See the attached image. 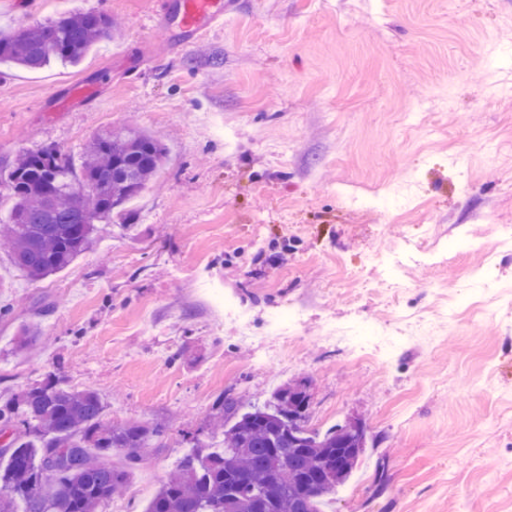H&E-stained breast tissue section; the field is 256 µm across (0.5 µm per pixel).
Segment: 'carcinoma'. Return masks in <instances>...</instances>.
I'll return each mask as SVG.
<instances>
[{
	"mask_svg": "<svg viewBox=\"0 0 512 512\" xmlns=\"http://www.w3.org/2000/svg\"><path fill=\"white\" fill-rule=\"evenodd\" d=\"M116 24L71 10L0 35V63L30 70L81 63ZM166 147L135 125L96 133L80 163L54 147L29 150L0 171L10 207L0 246L33 280L68 267L93 241L96 220L128 226L125 204L162 169ZM310 396L295 383L263 403L224 396L213 414L220 445L195 444L153 494L145 512H320L356 469L367 445L358 420L320 434L305 426ZM92 389L49 371L0 402V512H107L145 455L164 447L166 427L106 422ZM119 451L124 463L113 466Z\"/></svg>",
	"mask_w": 512,
	"mask_h": 512,
	"instance_id": "1",
	"label": "carcinoma"
}]
</instances>
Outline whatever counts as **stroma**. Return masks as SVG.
Here are the masks:
<instances>
[{
	"mask_svg": "<svg viewBox=\"0 0 512 512\" xmlns=\"http://www.w3.org/2000/svg\"><path fill=\"white\" fill-rule=\"evenodd\" d=\"M176 0H0V31L72 9L112 16L116 41L79 65L0 68V169L25 150L78 155L96 132L141 126L166 162L96 224L93 247L34 281L0 250V399L57 370L115 422L163 423L124 495L144 512L217 398L310 395L306 425L364 423L361 464L322 512H512V0H232L190 49L165 23ZM97 88L94 100L74 97ZM421 109L422 124L402 115ZM398 193L404 212L355 204ZM468 248L454 250L457 240ZM437 260L382 278L380 261ZM219 281L264 333L301 313L287 344L239 337L208 298ZM476 299L458 301L460 287ZM428 324L393 359L325 341L331 323ZM50 341L20 350L23 327ZM298 319L299 314L296 311L283 308L269 314L266 324L270 334L278 336L284 342H288V336L284 335L296 325Z\"/></svg>",
	"mask_w": 512,
	"mask_h": 512,
	"instance_id": "obj_1",
	"label": "stroma"
}]
</instances>
